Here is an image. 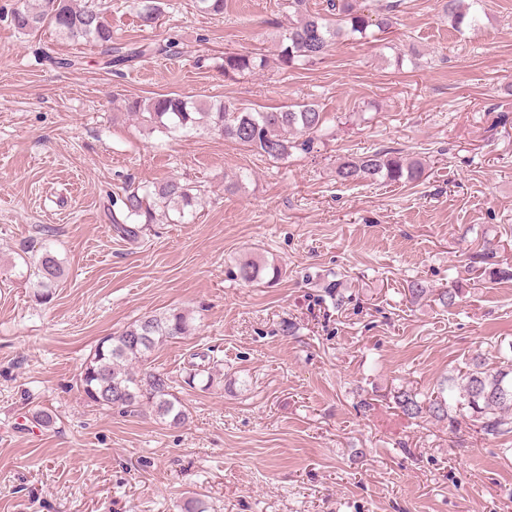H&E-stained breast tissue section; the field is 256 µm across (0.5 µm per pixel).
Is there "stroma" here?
Instances as JSON below:
<instances>
[{
	"mask_svg": "<svg viewBox=\"0 0 512 512\" xmlns=\"http://www.w3.org/2000/svg\"><path fill=\"white\" fill-rule=\"evenodd\" d=\"M164 2L147 29L131 0H111L114 42L156 47L114 71L104 47L17 33L20 0H0V512H512V433L463 417L452 435L392 399L512 351V280L468 260L489 249L512 267V0H482L459 31L442 0H404L390 31L292 68L277 57L279 0H228L221 17ZM228 51L268 65L225 78ZM168 93L313 101L336 127L317 152L271 162L128 116V101ZM383 147L421 161L420 181H337L344 157ZM171 177L200 189L193 215L119 237L113 196ZM41 245L66 266L46 304L18 267ZM249 257L281 279H236ZM414 279L431 290L416 303ZM451 285L442 306L433 295ZM175 308L191 331L151 361L185 424L87 403L98 339ZM197 354L216 361L213 384L185 383Z\"/></svg>",
	"mask_w": 512,
	"mask_h": 512,
	"instance_id": "35a3bbf8",
	"label": "stroma"
}]
</instances>
